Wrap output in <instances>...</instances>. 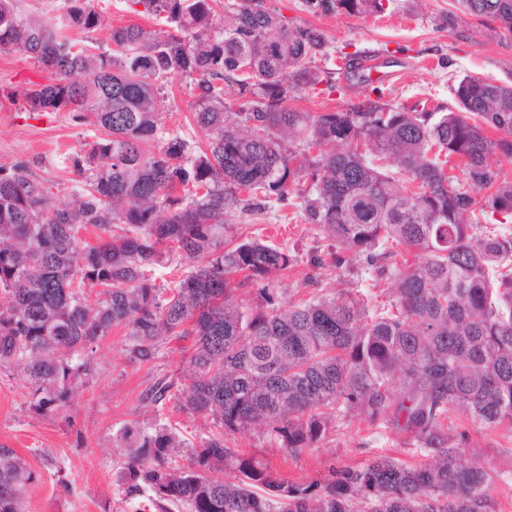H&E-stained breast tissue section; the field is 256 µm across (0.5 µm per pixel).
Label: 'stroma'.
I'll return each mask as SVG.
<instances>
[{"label":"stroma","mask_w":512,"mask_h":512,"mask_svg":"<svg viewBox=\"0 0 512 512\" xmlns=\"http://www.w3.org/2000/svg\"><path fill=\"white\" fill-rule=\"evenodd\" d=\"M289 23L318 28L328 41L327 56L317 57L318 68L331 72L334 93H301L294 105L306 112L343 111L380 88L388 102L456 108L452 88L465 74L512 86V34L500 23L460 10L456 0H392L380 16L314 14L302 0H264ZM106 26L80 33L89 46H105L108 27L127 23L156 26V19L136 13L132 0H93ZM378 55L388 77L373 84L347 80L339 64L348 54ZM162 124L190 142L204 144L205 136L192 120L189 80L171 75ZM105 130L79 125L71 113L60 112L42 121L27 119L18 106L0 105V164L32 162V171L50 188L54 205L68 203L76 189L73 156L87 152L105 137ZM229 223L241 239H260L288 249L294 266L269 284L279 303H295L315 296L371 292L376 305L389 295L377 288L376 271L362 257L347 254L343 266L330 255L338 244L314 224L306 223L298 205L250 214L236 211ZM127 333L116 327L95 346L94 372L74 392L68 406L45 416L32 407V388L23 374L0 368V446L14 449L38 479L27 490L25 512H146V497H129L120 481L125 455L115 442L126 424H164L183 441L170 457L173 466L186 465L191 448L200 446L217 429L211 416L184 410L190 380L182 371L187 344L162 346L149 363L129 360ZM171 384L159 403L145 398L158 382ZM452 428L467 429L469 446L464 461H477L487 470L512 467V432L474 425L453 417ZM228 447L254 455L280 478L295 483L317 479L330 465L353 466L375 455L405 463H425L429 456L414 441L394 429L372 425L361 416L333 420L324 438L295 453L284 452L267 435L251 430L226 438Z\"/></svg>","instance_id":"1"}]
</instances>
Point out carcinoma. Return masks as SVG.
<instances>
[{
    "label": "carcinoma",
    "mask_w": 512,
    "mask_h": 512,
    "mask_svg": "<svg viewBox=\"0 0 512 512\" xmlns=\"http://www.w3.org/2000/svg\"><path fill=\"white\" fill-rule=\"evenodd\" d=\"M386 2L304 0L315 14L354 15L382 14ZM459 2L512 34V0ZM133 3L164 27H113L115 50L95 53L64 35L103 25L92 0H63L54 23L0 0V53L20 51L40 72L0 97L26 112L56 113L63 102L107 131L72 158L83 187L68 206L50 202L28 163L0 165V366L20 369L33 407L48 414L93 373L89 349L112 328L126 329V352L140 363L193 337L184 408L210 415L220 434L180 468L169 466L183 443L168 427L134 424L119 435L125 495L150 492L158 512H497L493 487L512 470L461 463L468 432L447 420L458 413L512 430V235L472 220L477 210L512 219V183L493 163L512 158V87L466 74L455 111L395 105L380 92L345 112H303L289 105L294 93L325 81L318 29L289 24L263 0ZM175 73L193 80L203 149L162 132L165 79ZM485 124L502 136H486ZM301 146L316 153L297 165ZM455 158L462 181L445 169ZM294 199L342 251L394 276L389 305L370 308L362 294L282 305L265 287L261 302L237 301L236 291L263 285L295 257L233 242L226 213ZM79 224L107 238L83 244ZM114 224L125 233L112 234ZM395 246L417 258L397 263ZM174 256L190 270L164 292L150 272ZM96 287L92 305L84 289ZM350 413L405 434L433 462L376 456L296 484L224 444L226 433L260 429L295 452ZM35 479L1 446L0 512H22Z\"/></svg>",
    "instance_id": "obj_1"
}]
</instances>
